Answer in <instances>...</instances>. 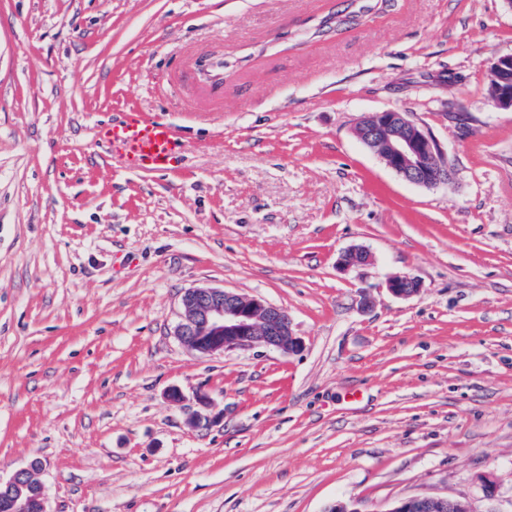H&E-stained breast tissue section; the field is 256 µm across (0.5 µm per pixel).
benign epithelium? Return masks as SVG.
Returning a JSON list of instances; mask_svg holds the SVG:
<instances>
[{
  "label": "benign epithelium",
  "mask_w": 512,
  "mask_h": 512,
  "mask_svg": "<svg viewBox=\"0 0 512 512\" xmlns=\"http://www.w3.org/2000/svg\"><path fill=\"white\" fill-rule=\"evenodd\" d=\"M490 79L494 86L495 108L512 112V54L494 63ZM358 138L387 168L402 179L433 188L449 184L453 170L437 140L405 113L396 110L365 115L359 121ZM370 253L352 247L340 257L343 268L366 265ZM387 289L395 297L409 298L420 290L410 276H391ZM179 341L202 355L222 354L229 350L272 348L294 353L302 348L295 336L288 312L258 297H246L214 287H194L180 299V319L174 330ZM34 462L15 470L7 481L0 480V507L5 512H48L45 489L28 480L37 471ZM481 489L490 507L498 508V487L484 477ZM387 512H474L469 501L448 497H411L399 500Z\"/></svg>",
  "instance_id": "obj_1"
}]
</instances>
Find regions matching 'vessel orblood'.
Segmentation results:
<instances>
[{
  "mask_svg": "<svg viewBox=\"0 0 512 512\" xmlns=\"http://www.w3.org/2000/svg\"><path fill=\"white\" fill-rule=\"evenodd\" d=\"M97 135L111 147L117 163L134 170H170L183 150L170 124L147 119L138 111L123 113L117 122L99 126Z\"/></svg>",
  "mask_w": 512,
  "mask_h": 512,
  "instance_id": "vessel-or-blood-1",
  "label": "vessel or blood"
}]
</instances>
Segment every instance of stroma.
I'll return each mask as SVG.
<instances>
[{
    "label": "stroma",
    "mask_w": 512,
    "mask_h": 512,
    "mask_svg": "<svg viewBox=\"0 0 512 512\" xmlns=\"http://www.w3.org/2000/svg\"><path fill=\"white\" fill-rule=\"evenodd\" d=\"M510 53L500 0H0V477L40 462L48 512H484L487 476L512 512ZM132 109L176 127L170 170L98 139ZM385 110L450 185L357 138ZM197 286L284 308L301 350L188 349ZM202 395L223 424L190 426ZM490 79L487 90L492 97V81L495 91L493 105L499 110L512 112V54L497 59L491 69ZM356 134L387 168L410 183L433 188L448 185L453 170L437 140L405 113L396 110L365 115ZM382 140V147L375 143ZM387 289L395 297L409 298L420 290L419 282L410 276H391L387 280ZM389 512H475L469 501L448 497H411L399 500Z\"/></svg>",
    "instance_id": "35a3bbf8"
}]
</instances>
